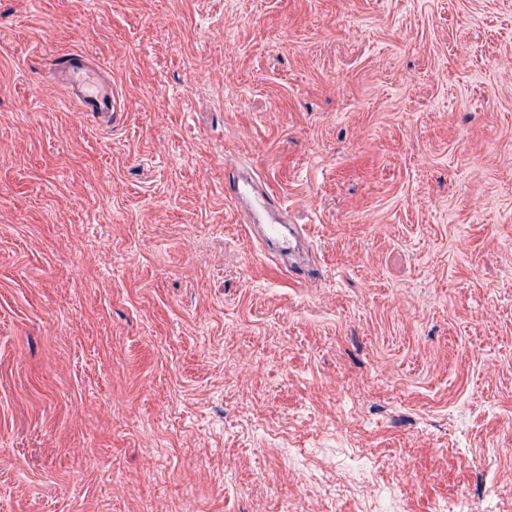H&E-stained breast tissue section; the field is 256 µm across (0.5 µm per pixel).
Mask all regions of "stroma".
Listing matches in <instances>:
<instances>
[{
	"mask_svg": "<svg viewBox=\"0 0 512 512\" xmlns=\"http://www.w3.org/2000/svg\"><path fill=\"white\" fill-rule=\"evenodd\" d=\"M72 51L117 124L51 79ZM378 488L512 512V0H0V512ZM224 195L232 201L249 224L251 234L260 242L264 255L276 256L289 267L298 265L307 246L305 230L296 224L265 221L264 215L279 213L281 207L271 198L273 193L261 191L250 176L237 175L224 185Z\"/></svg>",
	"mask_w": 512,
	"mask_h": 512,
	"instance_id": "1",
	"label": "stroma"
}]
</instances>
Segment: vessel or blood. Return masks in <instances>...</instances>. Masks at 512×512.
<instances>
[{
    "label": "vessel or blood",
    "mask_w": 512,
    "mask_h": 512,
    "mask_svg": "<svg viewBox=\"0 0 512 512\" xmlns=\"http://www.w3.org/2000/svg\"><path fill=\"white\" fill-rule=\"evenodd\" d=\"M78 111L108 117L119 112V93L104 82L89 57L81 52L59 56L52 69ZM224 195L243 215L251 234L260 242L264 255L278 257L289 265L299 264L307 245L305 230L296 224L274 221L279 207L269 193L261 191L254 179L237 175L224 185Z\"/></svg>",
    "instance_id": "1"
}]
</instances>
